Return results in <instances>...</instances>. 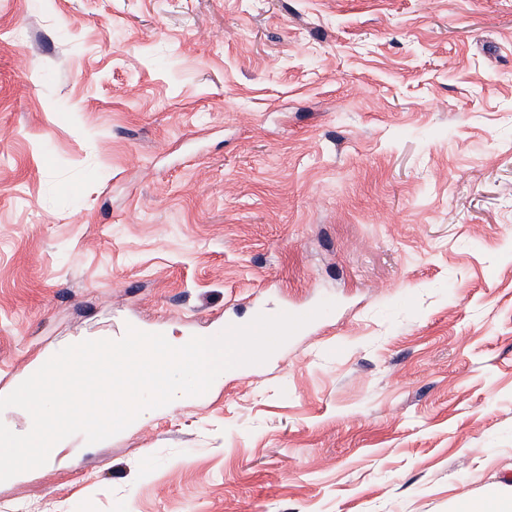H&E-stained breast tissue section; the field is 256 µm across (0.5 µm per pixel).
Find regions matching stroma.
I'll return each instance as SVG.
<instances>
[{
  "instance_id": "stroma-1",
  "label": "stroma",
  "mask_w": 512,
  "mask_h": 512,
  "mask_svg": "<svg viewBox=\"0 0 512 512\" xmlns=\"http://www.w3.org/2000/svg\"><path fill=\"white\" fill-rule=\"evenodd\" d=\"M326 300L0 512H448L512 480V0H0V374Z\"/></svg>"
}]
</instances>
